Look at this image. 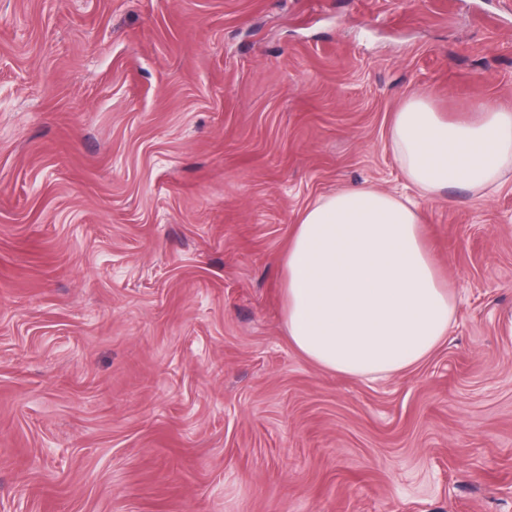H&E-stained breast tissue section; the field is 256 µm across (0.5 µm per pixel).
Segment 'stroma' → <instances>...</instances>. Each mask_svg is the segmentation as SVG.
I'll use <instances>...</instances> for the list:
<instances>
[{"label": "stroma", "instance_id": "35a3bbf8", "mask_svg": "<svg viewBox=\"0 0 512 512\" xmlns=\"http://www.w3.org/2000/svg\"><path fill=\"white\" fill-rule=\"evenodd\" d=\"M420 94L512 112V0H0V512H512V178L420 201L458 309L407 374L283 330Z\"/></svg>", "mask_w": 512, "mask_h": 512}]
</instances>
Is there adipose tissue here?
Here are the masks:
<instances>
[{"instance_id": "obj_1", "label": "adipose tissue", "mask_w": 512, "mask_h": 512, "mask_svg": "<svg viewBox=\"0 0 512 512\" xmlns=\"http://www.w3.org/2000/svg\"><path fill=\"white\" fill-rule=\"evenodd\" d=\"M477 110L475 120L447 122L418 95L396 113L393 151L425 198L455 184L494 189L512 173V113L483 103ZM281 265L289 344L352 378L408 372L445 340L456 312L415 203L368 185L308 206Z\"/></svg>"}]
</instances>
